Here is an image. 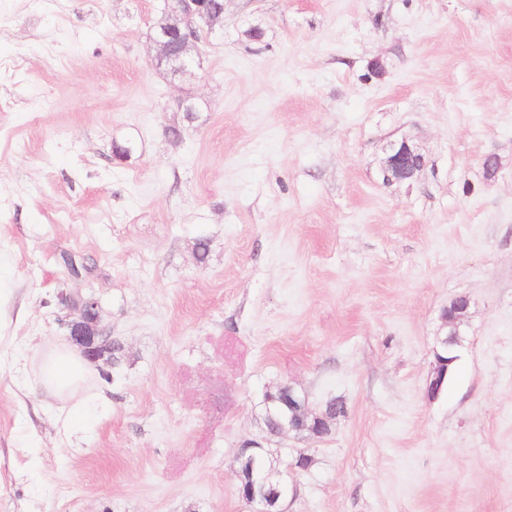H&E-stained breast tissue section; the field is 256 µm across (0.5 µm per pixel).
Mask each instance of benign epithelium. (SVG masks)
<instances>
[{
  "label": "benign epithelium",
  "mask_w": 512,
  "mask_h": 512,
  "mask_svg": "<svg viewBox=\"0 0 512 512\" xmlns=\"http://www.w3.org/2000/svg\"><path fill=\"white\" fill-rule=\"evenodd\" d=\"M167 12L175 15L179 24L176 29L162 28L151 36L155 45V67L162 68L174 77L191 70V51L205 34L224 27V8H215L210 0H165ZM425 160L416 145L407 140L391 142L385 150L381 171L387 184L401 183L415 178L424 168ZM61 304L67 310L64 326L69 341L75 345L86 361L95 363L112 349L111 337L99 329L101 306L92 294L76 297L71 293H59ZM470 299L460 295L453 299L441 313L442 335L437 338L433 352L435 368L427 386V397L435 399L448 378L449 362L442 356L448 349H456L465 336ZM297 472V465L281 458L270 460L268 477L277 480L280 491L279 508L270 510L267 495L251 492L246 498L252 512H287L284 502L288 497L290 481Z\"/></svg>",
  "instance_id": "1"
}]
</instances>
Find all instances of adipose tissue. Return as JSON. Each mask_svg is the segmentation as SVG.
Returning a JSON list of instances; mask_svg holds the SVG:
<instances>
[{"label":"adipose tissue","instance_id":"ef3b65f1","mask_svg":"<svg viewBox=\"0 0 512 512\" xmlns=\"http://www.w3.org/2000/svg\"><path fill=\"white\" fill-rule=\"evenodd\" d=\"M87 373V365L66 346L55 347L44 357L42 385L60 403L62 429H69L84 412L75 398Z\"/></svg>","mask_w":512,"mask_h":512}]
</instances>
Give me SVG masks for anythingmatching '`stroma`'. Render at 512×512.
Segmentation results:
<instances>
[{"instance_id": "35a3bbf8", "label": "stroma", "mask_w": 512, "mask_h": 512, "mask_svg": "<svg viewBox=\"0 0 512 512\" xmlns=\"http://www.w3.org/2000/svg\"><path fill=\"white\" fill-rule=\"evenodd\" d=\"M162 7L0 0V512H248L232 463L280 384L349 408L275 440L312 458L288 512H512V0H224L180 80ZM403 139L425 166L385 184ZM63 290L120 346L65 434ZM470 307V299L466 295L457 296L453 299L448 307L444 308L441 313L442 327L444 332L437 338L433 352L435 360V368L433 377L427 386V397L435 399L443 389L444 382L448 378L457 360L456 348L461 345L463 336H465V326L468 317V309ZM448 348L454 352L448 351ZM446 351L448 360L454 358L455 361L449 366L450 362L445 360L442 352ZM449 366V372H448Z\"/></svg>"}]
</instances>
